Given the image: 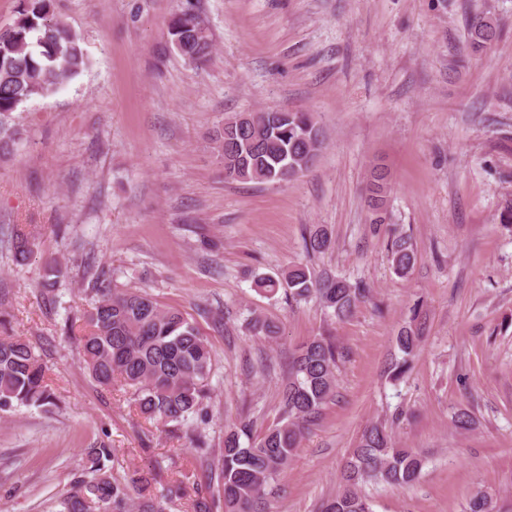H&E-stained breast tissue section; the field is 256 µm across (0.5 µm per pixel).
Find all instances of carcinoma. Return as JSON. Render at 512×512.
Returning <instances> with one entry per match:
<instances>
[{
  "label": "carcinoma",
  "mask_w": 512,
  "mask_h": 512,
  "mask_svg": "<svg viewBox=\"0 0 512 512\" xmlns=\"http://www.w3.org/2000/svg\"><path fill=\"white\" fill-rule=\"evenodd\" d=\"M488 16L472 15L467 26L474 48L488 50L500 38L499 25ZM167 33L175 48L192 62L206 59L213 43L192 0L172 15ZM88 57L83 38L55 15L54 0H19L15 18L0 27V160L10 156L21 138L20 104L36 96L55 93L64 80L79 74ZM213 141L224 162V175L240 182H285L305 172L322 149L320 129L309 112H254L250 122L227 121ZM388 173L371 172L372 223L386 220ZM330 244L327 230L309 236L308 248L316 253ZM15 259L22 263L32 252L31 238L18 231L13 238ZM394 272L403 277L414 266L416 253L406 237L389 245ZM43 289L53 293L67 271L56 259L46 263ZM257 291L274 295L282 290L294 300L315 296L329 315L349 318L366 298L365 289L343 277L316 279L299 264L273 276L254 280ZM92 302L68 330L79 331L78 343L93 381L110 387L119 382L134 390L140 415L176 431L186 429L197 444L202 435L193 420L204 418L209 395L212 353L207 339L180 310L166 308L145 291L120 288L105 271L92 280ZM254 335L267 341L278 338L279 327L261 316L250 321ZM396 343L403 354L393 367L401 377L418 346L412 326L401 327ZM341 352L336 338L312 336L299 348L294 373L281 391V413L263 434L254 436L250 422L241 419L225 427L217 478L224 512H265L268 485L284 470L322 407L334 395ZM54 403L46 369L26 341L0 339V411L20 406L42 407ZM83 473L59 500L56 512H164L162 501L178 496L182 482L166 481L161 470H133L118 479L112 449H84ZM424 458L412 448L397 444L384 425L366 428L347 462L342 484L322 504V512H374L361 484L375 481L399 487L419 482ZM469 512H496L494 498L476 493Z\"/></svg>",
  "instance_id": "carcinoma-1"
}]
</instances>
